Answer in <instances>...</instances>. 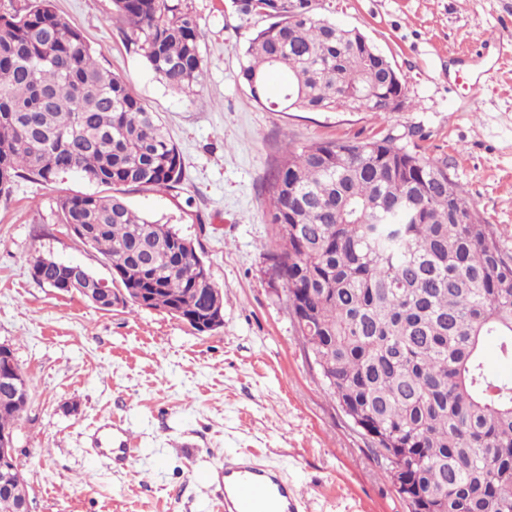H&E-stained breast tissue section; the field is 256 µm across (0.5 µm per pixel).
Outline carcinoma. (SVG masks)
I'll return each instance as SVG.
<instances>
[{
    "mask_svg": "<svg viewBox=\"0 0 512 512\" xmlns=\"http://www.w3.org/2000/svg\"><path fill=\"white\" fill-rule=\"evenodd\" d=\"M303 0H232L270 23L250 39L241 77L272 112L350 110L380 118L387 72L359 34ZM127 41L173 90L200 83L203 38L191 0H112ZM281 83L271 94L269 76ZM79 171L106 195L58 199L60 224L112 267V287L150 294L151 308L189 324L224 309V292L186 238L132 210L127 188L175 190L180 151L121 77L101 66L53 0L0 14V195L16 179L46 185ZM282 243L271 261L327 394L360 419L393 471L400 456L426 512H512V383L484 367L494 342L512 359V255L480 222L447 165L394 137L288 148L267 188ZM38 284L95 278L81 264L37 256ZM0 430L29 396L5 386Z\"/></svg>",
    "mask_w": 512,
    "mask_h": 512,
    "instance_id": "cac0c4a2",
    "label": "carcinoma"
}]
</instances>
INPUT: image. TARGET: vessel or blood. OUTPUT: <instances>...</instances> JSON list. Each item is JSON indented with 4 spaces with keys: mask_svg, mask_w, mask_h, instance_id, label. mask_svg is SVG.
<instances>
[{
    "mask_svg": "<svg viewBox=\"0 0 512 512\" xmlns=\"http://www.w3.org/2000/svg\"><path fill=\"white\" fill-rule=\"evenodd\" d=\"M214 477L223 491L224 512H300L302 507L295 485L257 464L250 453L225 458Z\"/></svg>",
    "mask_w": 512,
    "mask_h": 512,
    "instance_id": "1",
    "label": "vessel or blood"
}]
</instances>
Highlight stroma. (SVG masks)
I'll return each instance as SVG.
<instances>
[{
    "mask_svg": "<svg viewBox=\"0 0 512 512\" xmlns=\"http://www.w3.org/2000/svg\"><path fill=\"white\" fill-rule=\"evenodd\" d=\"M204 33L194 94L172 90L123 38L112 0H56L95 59L123 76L177 144L179 189H127L131 209L191 239L224 291V325L200 333L159 311L106 312L39 285L37 255L111 280L103 256L58 224L56 200L98 192L82 173L52 185L18 180L0 197V343L30 400L15 443L32 512H222L207 474L249 451L296 482L306 512H407L368 438L325 392L268 255L279 247L264 182L285 145L403 136L446 159L479 219L512 252V62L479 91L460 81L495 62L485 41L512 43V0H316L358 29L406 78V105L368 112H272L240 77L265 24L230 0H191ZM115 425L134 448L112 472L89 437Z\"/></svg>",
    "mask_w": 512,
    "mask_h": 512,
    "instance_id": "obj_1",
    "label": "stroma"
}]
</instances>
